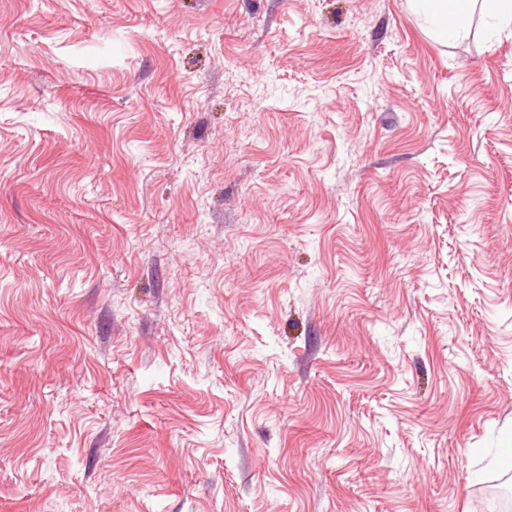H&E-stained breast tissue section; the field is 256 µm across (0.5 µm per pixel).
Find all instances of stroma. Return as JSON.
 Returning <instances> with one entry per match:
<instances>
[{"label": "stroma", "mask_w": 512, "mask_h": 512, "mask_svg": "<svg viewBox=\"0 0 512 512\" xmlns=\"http://www.w3.org/2000/svg\"><path fill=\"white\" fill-rule=\"evenodd\" d=\"M509 446L484 0H0V512H512ZM416 12L427 23L430 31L441 39H452L469 28L468 5L471 0H411ZM457 2V3H450Z\"/></svg>", "instance_id": "35a3bbf8"}]
</instances>
